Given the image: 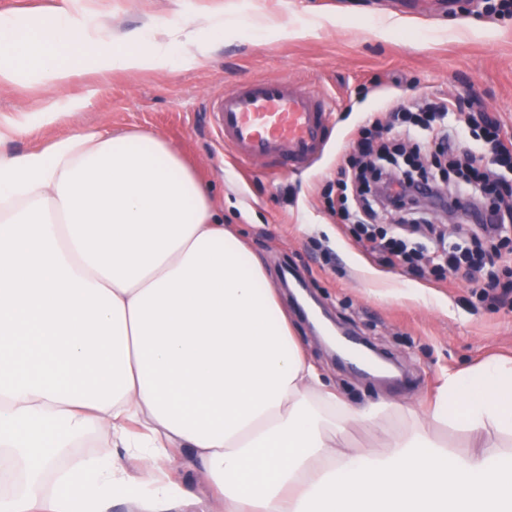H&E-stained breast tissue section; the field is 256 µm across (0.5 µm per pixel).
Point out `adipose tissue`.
Wrapping results in <instances>:
<instances>
[{
    "label": "adipose tissue",
    "instance_id": "adipose-tissue-1",
    "mask_svg": "<svg viewBox=\"0 0 512 512\" xmlns=\"http://www.w3.org/2000/svg\"><path fill=\"white\" fill-rule=\"evenodd\" d=\"M224 20L88 36L59 9L0 17V85L57 87L84 72L189 69ZM0 125V461L23 479L0 512H170L181 449L209 487L199 512H512V363L444 377L431 420L469 433L458 453L416 408L384 451L350 447L391 409L321 379L258 257L217 222L182 154L142 128H77L14 152ZM97 448L73 456L90 437Z\"/></svg>",
    "mask_w": 512,
    "mask_h": 512
}]
</instances>
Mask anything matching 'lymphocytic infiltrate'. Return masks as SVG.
Masks as SVG:
<instances>
[{
  "label": "lymphocytic infiltrate",
  "mask_w": 512,
  "mask_h": 512,
  "mask_svg": "<svg viewBox=\"0 0 512 512\" xmlns=\"http://www.w3.org/2000/svg\"><path fill=\"white\" fill-rule=\"evenodd\" d=\"M463 122L449 123L451 102L372 114L346 168L340 169L336 213L348 221L365 251L382 262L399 259L418 276L449 269L469 277L486 274L479 296L489 305L512 297L497 293L493 268L502 247L512 244V201L500 191L498 170L512 171V151L500 138L499 120L473 96L463 99ZM454 174L448 204L460 224L448 238L432 223L420 198L438 187L436 175L418 162L425 143ZM384 209L395 219L389 232H375L369 216Z\"/></svg>",
  "instance_id": "lymphocytic-infiltrate-1"
}]
</instances>
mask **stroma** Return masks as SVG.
I'll list each match as a JSON object with an SVG mask.
<instances>
[{
  "instance_id": "stroma-1",
  "label": "stroma",
  "mask_w": 512,
  "mask_h": 512,
  "mask_svg": "<svg viewBox=\"0 0 512 512\" xmlns=\"http://www.w3.org/2000/svg\"><path fill=\"white\" fill-rule=\"evenodd\" d=\"M66 7L77 21L108 19L121 36L149 20L165 27L223 15L228 34L187 70L80 74L60 89L33 79L0 86V122H32L51 104L71 129L137 126L167 137L209 184L225 226L258 256L294 334L337 393L353 403L429 399L448 372L512 359V308L477 302L451 272L422 279L362 252L325 203L353 154L367 113L404 102L454 98L473 86L512 139V15L481 14L478 0H0V14ZM285 77L336 98L325 156L307 173L240 171L210 123L209 97L257 77ZM86 108L70 113L72 101ZM302 280L337 324L395 356L413 376L397 387L334 360L287 285Z\"/></svg>"
}]
</instances>
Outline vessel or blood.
Instances as JSON below:
<instances>
[{"instance_id": "b4317fda", "label": "vessel or blood", "mask_w": 512, "mask_h": 512, "mask_svg": "<svg viewBox=\"0 0 512 512\" xmlns=\"http://www.w3.org/2000/svg\"><path fill=\"white\" fill-rule=\"evenodd\" d=\"M208 110L240 168L273 160L295 173L324 152L335 102L293 81L262 77L210 98Z\"/></svg>"}]
</instances>
